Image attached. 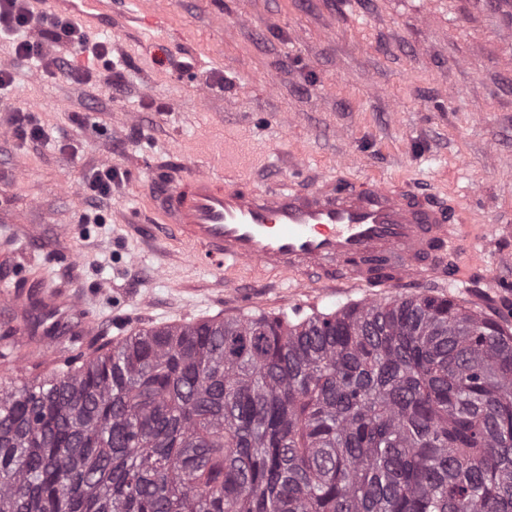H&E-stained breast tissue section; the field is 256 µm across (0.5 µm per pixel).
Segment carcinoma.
<instances>
[{"label": "carcinoma", "instance_id": "carcinoma-1", "mask_svg": "<svg viewBox=\"0 0 512 512\" xmlns=\"http://www.w3.org/2000/svg\"><path fill=\"white\" fill-rule=\"evenodd\" d=\"M0 512H512V329L426 294L135 329L0 381Z\"/></svg>", "mask_w": 512, "mask_h": 512}]
</instances>
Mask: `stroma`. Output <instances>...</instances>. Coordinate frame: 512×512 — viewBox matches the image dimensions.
I'll use <instances>...</instances> for the list:
<instances>
[{
	"mask_svg": "<svg viewBox=\"0 0 512 512\" xmlns=\"http://www.w3.org/2000/svg\"><path fill=\"white\" fill-rule=\"evenodd\" d=\"M155 8L141 0L133 18L127 0H101L81 19L89 38L111 41L84 84L15 60L0 40V64L15 72L0 92V282L36 299L38 278L77 299L54 346L416 294L512 322V0H169L160 29ZM187 58L191 69L172 68ZM110 62L117 93L99 79ZM21 111L48 143L17 137ZM222 144L228 172L258 184L286 180L290 154L321 172L351 158L358 177L406 179L446 198L471 227L458 257L469 280L324 288L245 265L218 281L163 233L151 193L155 179L188 174ZM104 165L123 178L88 224L86 179ZM29 225L35 237L19 236ZM13 342L0 378L51 369L30 353L43 328Z\"/></svg>",
	"mask_w": 512,
	"mask_h": 512,
	"instance_id": "obj_1",
	"label": "stroma"
}]
</instances>
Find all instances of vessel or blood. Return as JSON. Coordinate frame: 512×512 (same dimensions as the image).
I'll return each instance as SVG.
<instances>
[{
    "label": "vessel or blood",
    "instance_id": "obj_1",
    "mask_svg": "<svg viewBox=\"0 0 512 512\" xmlns=\"http://www.w3.org/2000/svg\"><path fill=\"white\" fill-rule=\"evenodd\" d=\"M289 167L298 179L273 186L198 168L177 181L158 180L153 206L190 257L218 275L253 265L326 287L464 281L446 258L468 231L446 199L409 181L358 180L349 160L330 175L308 171L301 160Z\"/></svg>",
    "mask_w": 512,
    "mask_h": 512
}]
</instances>
